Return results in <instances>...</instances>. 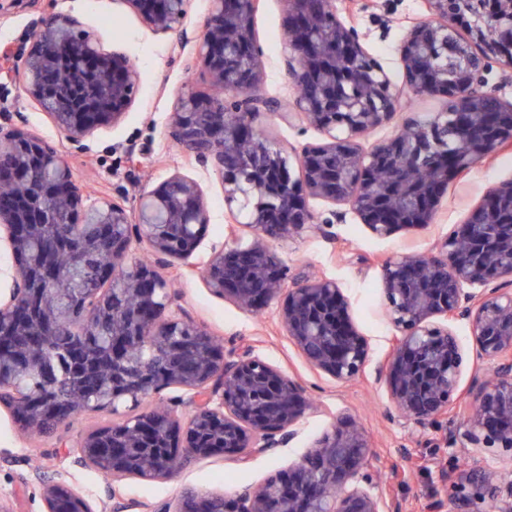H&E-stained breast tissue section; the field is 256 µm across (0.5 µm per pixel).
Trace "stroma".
I'll return each instance as SVG.
<instances>
[{
	"label": "stroma",
	"mask_w": 512,
	"mask_h": 512,
	"mask_svg": "<svg viewBox=\"0 0 512 512\" xmlns=\"http://www.w3.org/2000/svg\"><path fill=\"white\" fill-rule=\"evenodd\" d=\"M338 16L358 31L364 47L383 64L393 87L402 85L399 46L412 22L429 17L427 0H334ZM209 0H190L188 39L148 30L140 15L125 0H40L34 7L15 10L0 18V51L28 44L33 23L43 13L72 18L104 50L125 52L139 76L136 97L121 120L95 129L78 143L67 141L51 118L24 91L13 75L0 72V121L58 146L75 180L91 201L116 200L132 205L145 190L157 189L173 172L198 181L204 189L209 213L201 243L193 260L197 271L167 262L161 271L178 295L184 316L203 325L224 348L249 349L283 373L297 378L313 407L297 426V436L274 455H257L240 461L224 454L196 459L172 478L147 481L128 477L103 479L99 472L64 460V445L87 432L112 424L109 410L83 412L56 433L26 438L7 409L0 407V498L12 512H44V483L66 480L88 495L97 512H112L114 501L135 504V512H153L156 505L191 488L206 494H231L240 487L258 485L290 468L329 430L337 417L347 416L368 435L371 466L379 473V492L398 512H429L431 503L449 504L448 472L464 464L465 453L449 447L448 434L458 424L456 413L440 416L426 427L403 429L385 382L376 369L389 357L394 329L382 311V269L392 260L413 252L437 254L454 225L469 214L494 187L512 181V147L459 173L441 198L432 224L376 236L349 206L310 199L309 207L324 225L318 232H302L275 243L274 248L289 279L310 272L336 280L350 302V317L369 344L370 362L358 378L340 383L311 368L280 322V302L260 311H246L216 296L206 287L201 265L212 245L248 244V210L229 216L224 206V186L211 169L185 157L169 139L167 125L181 92L200 86L198 72L189 65L196 58L191 37L207 19ZM287 10L283 0H262L255 16L256 39L263 51V99L291 103L295 93L284 65L287 52L283 30ZM446 109L441 97L416 96L402 101L389 122L360 140L363 150L392 137L408 119ZM256 124L266 139L287 156L308 145L321 143L323 134L303 119L283 123L269 110H260ZM336 223H327L329 213Z\"/></svg>",
	"instance_id": "1"
}]
</instances>
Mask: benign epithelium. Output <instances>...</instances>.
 <instances>
[{
  "mask_svg": "<svg viewBox=\"0 0 512 512\" xmlns=\"http://www.w3.org/2000/svg\"><path fill=\"white\" fill-rule=\"evenodd\" d=\"M126 2L149 30L187 38L189 0ZM260 2L212 0L195 41L200 73L219 95L184 93L167 133L182 151L222 176L229 211L256 200L247 224L250 243L214 250L203 269L207 286L251 311L283 299L281 323L307 361L349 382L365 369L369 351L351 322L347 298L335 280L312 274L286 285L273 243L315 228L311 197L349 205L381 238L399 228L430 224L448 181L512 142V102L484 89L492 63L512 68V0H428L431 17L414 22L400 46L404 81L399 90L364 48L357 30L336 15L331 0H285L288 74L298 89L318 73V92L313 98L296 96L292 111L272 110L288 124L299 114L325 136L323 143L296 155L299 178L254 124L256 105L262 102V51L253 28ZM491 26L499 29L495 40L486 35ZM461 28L466 35L459 34ZM450 44L464 61L455 91L448 89V75L440 64ZM0 66L21 74L26 91L70 142L117 123L138 91V76L126 54L102 51L73 21L52 14L38 20L31 47L1 52ZM224 91L231 102L224 101ZM410 94L454 100L460 118L456 128L465 130L470 120L484 123V132L459 143L450 140L448 113L443 112L428 125L408 121L393 137L364 151L358 138L387 123L399 101ZM428 140L439 143L440 155L430 165L428 180L418 183L413 165L419 145ZM382 166L391 172L384 182L373 175ZM0 185L8 189L0 193V240H6L17 260L8 297L0 299V365L16 359L3 337L34 335L69 294L83 295L78 285L60 292L53 288L56 280L70 275L64 268L44 274L48 261L30 251V241L58 224L84 227L85 247L104 241L111 256L98 270L110 287L85 298L87 325L94 324L97 309L106 306L111 293L134 301L130 312L112 310L107 356L112 392L98 394L95 404L116 414L177 388L183 391L177 405L193 409L185 423L172 406L150 420L125 423L120 439L126 452L112 455V479L130 476L141 464L135 449L155 438L195 459L224 452L248 457L288 445L292 426L310 409L301 382L250 350L226 352L211 345L207 329L190 318L168 316L176 295L156 264L127 262L132 244L144 242L156 260L175 259L195 268L189 259L209 221L196 181L175 172L133 210L115 202L88 205L61 150L0 123ZM484 209H500L512 220V182L491 190L476 211ZM440 251L438 256L414 254L384 266L383 291L395 336L390 359L377 368V377L387 383L404 422L426 426L448 409L460 390L464 353L450 323L469 320L491 374L472 379L471 413L450 434L449 443L468 453L512 452V291L490 287L512 278V223L458 224ZM476 285L480 290H474ZM183 336L198 337L191 349L193 372L177 365L160 373L145 365L130 372L139 361L131 343L164 355ZM24 362L33 373H49L44 352L29 351ZM0 405L30 435L41 433L48 418L69 414L51 393L21 399L13 380L1 373ZM102 436L100 428L89 431L66 455L75 465L99 470L96 448ZM370 456L365 433L350 418H340L288 473L223 496V510L393 512L374 492ZM173 475L164 452L144 471L147 479ZM326 487L334 489L332 496L324 495ZM61 496L76 500L80 512H95L84 494L62 480L43 485L45 512H56ZM451 500L452 512H483L481 504L487 501L493 512H512V479L502 481L485 469L467 467L457 474Z\"/></svg>",
  "mask_w": 512,
  "mask_h": 512,
  "instance_id": "7a95c632",
  "label": "benign epithelium"
}]
</instances>
